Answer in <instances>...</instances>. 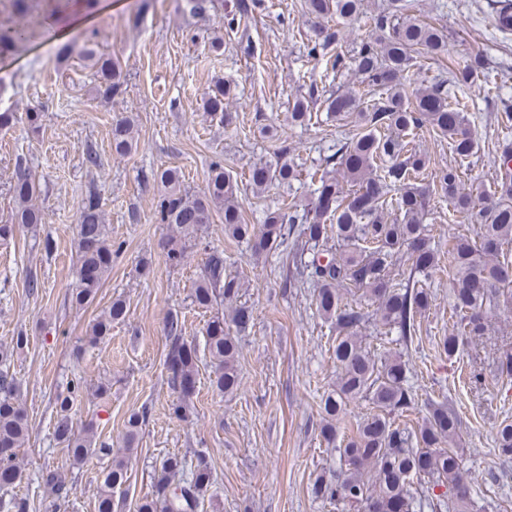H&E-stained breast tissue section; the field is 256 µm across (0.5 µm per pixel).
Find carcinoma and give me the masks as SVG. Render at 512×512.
Segmentation results:
<instances>
[{"mask_svg":"<svg viewBox=\"0 0 512 512\" xmlns=\"http://www.w3.org/2000/svg\"><path fill=\"white\" fill-rule=\"evenodd\" d=\"M262 0H240L236 9L224 16V28L241 36L247 28L242 20ZM406 0H390L389 7L367 15L362 0H303V12L314 19L336 23L308 43V56L325 61L333 71L350 64L362 75L366 90L337 87L330 90L310 78L308 94L295 98L288 107L291 119L303 123L312 119L309 106L323 107L326 120L352 126L351 134L333 145L334 152L323 162L305 168V163L288 157V148L273 163H260L250 172V185L262 193L277 184L290 189L302 177L309 178L312 201L301 208L281 203L264 211L259 224L248 223L238 194L236 179L220 160L209 165L204 188L196 193L182 185V173L174 167L154 174L164 187L155 206L158 224L174 226L183 238H167L166 262L179 266L184 259L185 240L210 223L212 213H224V233L235 240L253 242L256 253L279 249L295 225H300L301 243L293 250L292 264L315 288L317 311L331 322L335 339L332 355L338 375L336 389L321 399L324 422L320 434L327 444L336 443V422L347 403L364 398L372 409L357 422L337 448L345 468L331 477H318L312 492L330 503H356L364 512H470L466 479L463 476L456 437L461 420L448 404L433 403L428 416L416 430L397 423L415 408L418 393L409 383V361L400 354L383 351L367 341L362 330L373 324L379 335L397 333L404 343L420 331V318L429 309L431 297L427 281L438 272L448 275L452 288V326L443 337L442 349L448 357L484 336L487 314L512 305V134L498 142L493 163L499 178L494 186L496 200L487 199L462 186L458 168L444 167L427 173L429 158L414 144V131L429 127L448 139L452 153L464 160L473 154L467 112L470 97L450 92L481 88L490 74L476 58L462 68H448V78L425 88L406 81V74L421 55L440 58L448 52V37L438 28L420 23L406 14ZM368 18L375 38L360 44L351 61L338 51L340 27ZM495 26L503 34L512 33V0H497ZM35 37L15 28H0V59H6ZM79 54L95 70L97 94L110 100L123 92L125 79L110 54L98 52L93 40L66 42L58 47L59 60ZM235 87L216 80L204 96V110L224 114V125L233 123L224 111V99ZM137 145V129L130 116H120L112 124V151L130 154ZM14 201L10 223L0 224V239L12 237L15 225L43 221L35 204L38 186L28 167L17 160L10 183ZM448 203L477 231L472 240L457 235L448 240V250L426 244L427 216L431 201ZM80 269L71 303L83 307L95 300L112 270V242L106 237L101 193L91 187L78 210L76 224ZM411 260L410 272L421 280L403 281L393 274L403 254ZM359 293L354 302L344 300V292ZM242 283L227 268L224 251L207 252L193 288V303L209 310L227 304L229 312H216L204 327V351L210 359L211 386L219 393H231L239 386L236 360L238 337L253 326L249 307L240 303ZM373 310H368L369 306ZM125 301L116 299L86 330L87 341L96 344L110 335L112 324L124 320ZM168 338L165 356L167 384L176 398L169 411L177 419L188 418L187 401L196 391L197 347L185 335L184 322L171 315L165 324ZM8 351H0V487L21 480L17 450L29 437L24 408L17 401V384L9 372ZM84 388L80 378L69 382L67 395L56 400L54 435L67 449L72 466L109 451L97 441L94 423L77 431L70 416L74 398ZM145 423V414L132 413L127 419V445H132ZM494 442L505 458L512 457V421L504 420ZM429 479L419 489L414 479ZM41 479L58 498L69 497L71 487L59 469L47 468ZM212 468L205 453L188 459L172 453L163 459L161 475L149 496L137 505V512H197L200 498L211 485ZM127 482V460L112 458L105 470L97 496V512H114V489ZM444 491L435 493V488ZM0 512H29L24 497L0 498Z\"/></svg>","mask_w":512,"mask_h":512,"instance_id":"carcinoma-1","label":"carcinoma"}]
</instances>
